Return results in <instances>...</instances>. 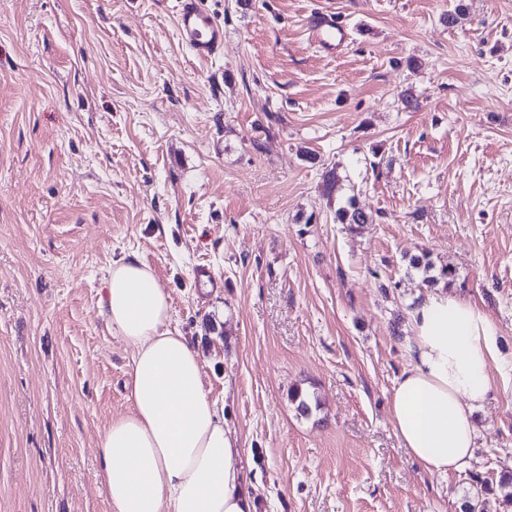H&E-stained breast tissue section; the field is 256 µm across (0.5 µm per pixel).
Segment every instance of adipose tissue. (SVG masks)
Instances as JSON below:
<instances>
[{"instance_id":"adipose-tissue-1","label":"adipose tissue","mask_w":512,"mask_h":512,"mask_svg":"<svg viewBox=\"0 0 512 512\" xmlns=\"http://www.w3.org/2000/svg\"><path fill=\"white\" fill-rule=\"evenodd\" d=\"M99 314L133 352L131 412L100 441L110 512H255L241 451L209 398L199 352L169 330L170 301L136 259L113 261ZM413 355L390 413L401 445L430 474L461 468L475 448L473 410L489 395L495 327L448 291L411 312Z\"/></svg>"}]
</instances>
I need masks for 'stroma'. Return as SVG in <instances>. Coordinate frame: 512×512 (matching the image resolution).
Returning a JSON list of instances; mask_svg holds the SVG:
<instances>
[{"label":"stroma","mask_w":512,"mask_h":512,"mask_svg":"<svg viewBox=\"0 0 512 512\" xmlns=\"http://www.w3.org/2000/svg\"><path fill=\"white\" fill-rule=\"evenodd\" d=\"M200 2L224 27L206 62L177 0H0V512H108L132 352L98 300L123 257L198 348L257 512H461L478 478L512 512V0ZM320 11L346 48L313 43ZM351 197L373 218L354 232ZM424 250L496 330L474 454L445 476L389 413ZM336 223L346 224L351 230L354 226L372 223L369 215L358 206L355 198L348 199L346 205L339 207L335 213Z\"/></svg>","instance_id":"35a3bbf8"}]
</instances>
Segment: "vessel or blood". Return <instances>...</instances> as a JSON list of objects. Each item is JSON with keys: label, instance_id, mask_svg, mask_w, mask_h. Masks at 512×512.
<instances>
[{"label": "vessel or blood", "instance_id": "vessel-or-blood-1", "mask_svg": "<svg viewBox=\"0 0 512 512\" xmlns=\"http://www.w3.org/2000/svg\"><path fill=\"white\" fill-rule=\"evenodd\" d=\"M178 31L184 45L200 59L220 55L224 50V28L200 6V0H179ZM312 40L333 52L347 44L349 32L335 15L319 14L310 27Z\"/></svg>", "mask_w": 512, "mask_h": 512}]
</instances>
